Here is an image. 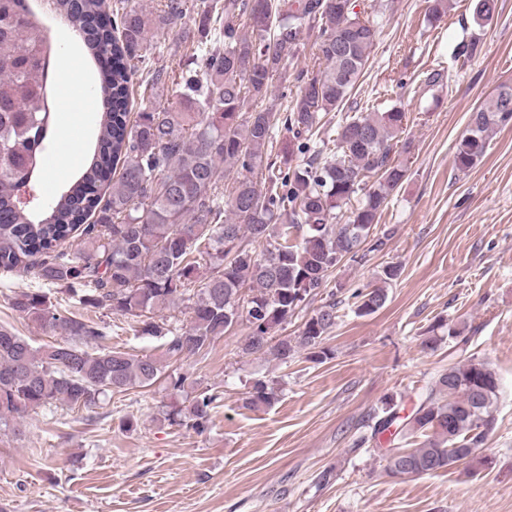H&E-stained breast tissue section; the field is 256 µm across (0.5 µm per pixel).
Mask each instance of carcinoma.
<instances>
[{
  "label": "carcinoma",
  "instance_id": "1",
  "mask_svg": "<svg viewBox=\"0 0 512 512\" xmlns=\"http://www.w3.org/2000/svg\"><path fill=\"white\" fill-rule=\"evenodd\" d=\"M55 4L98 65V141L67 190L19 201L20 185L38 184L50 145V42L26 0H0V271L35 268L43 282L68 286L82 306L141 319V334L165 339L170 358L203 351L241 324L245 355L286 364L302 347L327 358L323 341L336 304L315 311L298 336L278 331L341 263H360L383 245L378 239L364 248L407 177L404 158L413 149L398 140L407 116L397 107L347 116L333 147L311 146L322 115L343 109L363 76L376 19L356 10L358 0H196L195 28L180 38L201 66L172 79L176 105L148 101L133 118L132 76L150 63L148 32L175 23L187 0H167L150 15L125 0ZM308 36L316 60L297 73L281 117L264 102ZM279 121L304 163L282 167L270 158ZM510 123L512 86H502L471 113L455 167H476L490 133ZM344 211L346 223H333ZM73 237L81 248L71 254L63 245ZM352 298L355 313L368 316L388 294L378 286ZM183 299L192 302L190 328L170 335L154 315ZM11 305L60 340L36 347L0 328V440L43 407L93 409L110 392L164 375L176 396L164 420L196 432L208 426L217 395L185 374L164 373L161 359L104 347L103 328L59 310L44 292L22 290ZM497 393L486 362L448 365L401 428L423 441L384 449L386 471L434 474L473 457L493 426ZM275 396V380L262 376L243 403L260 410Z\"/></svg>",
  "mask_w": 512,
  "mask_h": 512
}]
</instances>
